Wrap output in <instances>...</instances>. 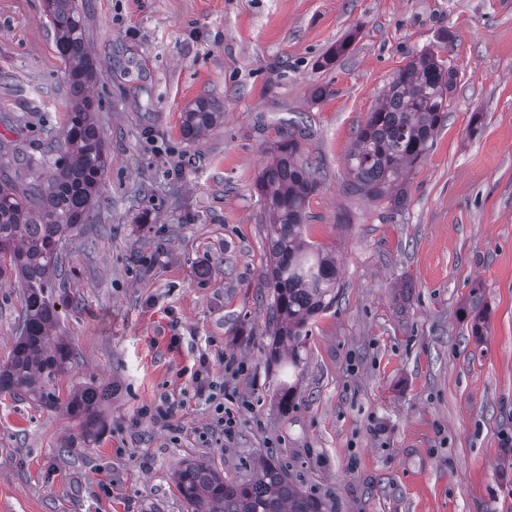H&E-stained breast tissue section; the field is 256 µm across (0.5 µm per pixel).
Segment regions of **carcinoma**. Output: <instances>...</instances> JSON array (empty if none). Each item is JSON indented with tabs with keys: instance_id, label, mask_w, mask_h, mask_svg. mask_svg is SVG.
I'll return each instance as SVG.
<instances>
[{
	"instance_id": "carcinoma-1",
	"label": "carcinoma",
	"mask_w": 512,
	"mask_h": 512,
	"mask_svg": "<svg viewBox=\"0 0 512 512\" xmlns=\"http://www.w3.org/2000/svg\"><path fill=\"white\" fill-rule=\"evenodd\" d=\"M47 9L68 72L69 103L59 138L48 148L61 156L47 186L36 184L24 194L9 179H0V275L14 273L22 296L19 336L0 365V393H24L61 408L92 442L104 427L105 393L84 387L60 399L58 382L71 367L73 352L55 335L52 291L64 272L67 237L88 223L100 197L109 157L94 119L90 87L98 72L83 15L76 0H47ZM455 76L436 47L420 51L397 74L355 133L346 158L352 192L376 200L391 196L395 203L404 198L405 169L431 150L448 117ZM221 117L215 102L198 100L183 113L182 134L193 140ZM299 133L295 124L280 135L257 183L264 199L268 285L274 291L272 356L278 371L291 378L308 326L336 302L339 282L336 257L304 236L306 202L318 187L320 171L301 159ZM174 479L194 512H325L322 501L302 493L270 463L251 480L233 483L206 461H186Z\"/></svg>"
}]
</instances>
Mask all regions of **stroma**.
Listing matches in <instances>:
<instances>
[{"label": "stroma", "mask_w": 512, "mask_h": 512, "mask_svg": "<svg viewBox=\"0 0 512 512\" xmlns=\"http://www.w3.org/2000/svg\"><path fill=\"white\" fill-rule=\"evenodd\" d=\"M78 3L111 164L53 301L59 389L108 390L106 427L88 445L59 409L0 395V512H192L172 479L189 460L230 482L274 463L328 512H512V0ZM46 10L0 0V142L20 153L0 166L20 189L50 176L68 103ZM433 45L457 81L406 199L351 193L355 131ZM201 98L223 116L189 140ZM292 120L321 172L305 235L340 288L283 407L256 184ZM21 308L0 277V364Z\"/></svg>", "instance_id": "35a3bbf8"}]
</instances>
